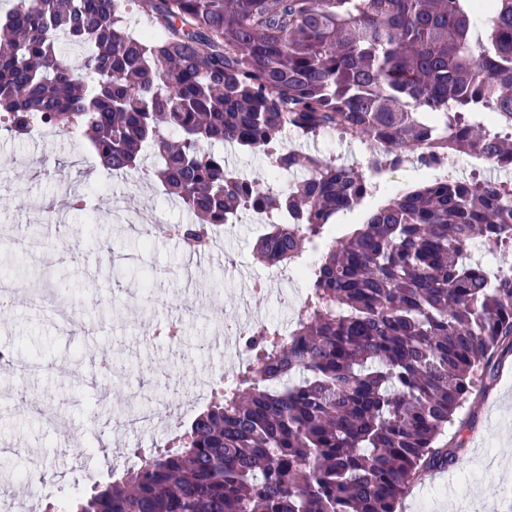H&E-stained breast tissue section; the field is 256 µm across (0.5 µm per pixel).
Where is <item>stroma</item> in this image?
<instances>
[{"instance_id":"1","label":"stroma","mask_w":512,"mask_h":512,"mask_svg":"<svg viewBox=\"0 0 512 512\" xmlns=\"http://www.w3.org/2000/svg\"><path fill=\"white\" fill-rule=\"evenodd\" d=\"M306 152L366 170L367 144L313 140ZM90 150L67 134L41 139L0 130V237L24 236L37 225L41 265L0 247V274L18 278L17 304L0 306V352L37 357L38 371L0 376V390L22 391L24 401H0V442L19 447L0 458V487L39 463L46 494L36 512H62L91 480H108L113 464L137 448L168 441L178 431L174 412L194 376H218L224 352L215 347L221 316H234L246 279L270 269L255 254L251 227L238 225L223 241V256L198 270L179 241L141 225L114 221L159 211L170 224L194 216L154 182L129 173L113 180L86 165ZM235 256L229 270L224 256ZM199 306L207 321L189 316ZM153 405L163 423H131L128 411ZM54 415L79 435L60 445L45 422ZM462 443L460 461L430 471L403 499L399 512H512V356L502 359L486 392L457 412L443 436Z\"/></svg>"}]
</instances>
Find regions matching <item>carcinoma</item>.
Here are the masks:
<instances>
[{"mask_svg": "<svg viewBox=\"0 0 512 512\" xmlns=\"http://www.w3.org/2000/svg\"><path fill=\"white\" fill-rule=\"evenodd\" d=\"M14 0L0 17V130L83 133L112 172L148 171L196 215L191 249L258 202L283 212L255 253L311 255L291 332L251 343L171 446L93 485L65 512H398L424 473L460 460L441 436L512 353V273L468 258L512 243V194L437 177L329 226L372 196L353 167L292 151L312 172L262 195L214 142L262 153L290 127L361 139L432 169L483 153L512 168V0ZM77 51L62 56L61 43Z\"/></svg>", "mask_w": 512, "mask_h": 512, "instance_id": "obj_1", "label": "carcinoma"}]
</instances>
